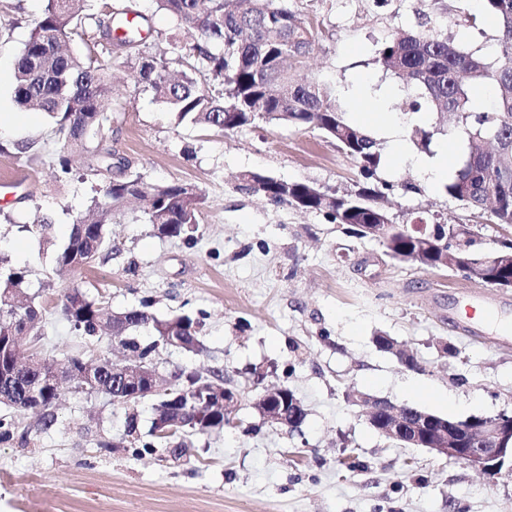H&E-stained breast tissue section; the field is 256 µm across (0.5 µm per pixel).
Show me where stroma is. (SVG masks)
Here are the masks:
<instances>
[{
    "mask_svg": "<svg viewBox=\"0 0 512 512\" xmlns=\"http://www.w3.org/2000/svg\"><path fill=\"white\" fill-rule=\"evenodd\" d=\"M100 25L77 30L70 46L108 68L110 121L103 149L150 183H186L203 198L192 239L158 237L142 208L116 212L111 252L91 266L58 273L22 225L50 218L58 243L95 192L118 171L98 170L92 153L72 156L75 176L58 179L59 145L51 119L13 99L17 58L42 0H0V114L11 117L0 142L36 141L35 152L0 154V183L25 176L27 188L0 190V252L28 269L25 288L41 305L40 337H23L22 354L125 362L111 336L76 335L61 314L63 289L77 286L113 310L152 302L156 315L185 314L199 323L201 353L160 349L161 377L220 368L241 397L233 424L184 440L182 455L150 445L153 402L128 409L107 397L65 388L54 422L8 412L17 431L0 443V512H512V475L487 477L452 459L389 441L362 408L344 400L348 387L399 405L455 419L512 413V341L464 330L477 321L470 294L480 285L458 270H426L385 256L374 240L350 236L322 214L246 191L240 175L256 171L306 181L344 195L363 184L356 161L312 128L259 124L221 133L178 121L138 84L139 55L168 51L177 30L154 0H98ZM449 37L487 49L498 33L478 8L468 24L456 0H442ZM318 34L307 73L332 85L349 118L363 102L360 76L373 89L401 82L376 63L396 29L413 27L429 0H286ZM144 16L136 49L115 50L108 27ZM400 95L386 104L395 132L370 129L382 148L371 181L394 223L415 219L472 225L487 245L512 239V225L423 185L411 165L395 163L392 137L408 139ZM395 338L420 362L411 370L379 350L376 335ZM285 386L307 411L298 431L263 423L254 403ZM137 428L128 433L126 418Z\"/></svg>",
    "mask_w": 512,
    "mask_h": 512,
    "instance_id": "obj_1",
    "label": "stroma"
}]
</instances>
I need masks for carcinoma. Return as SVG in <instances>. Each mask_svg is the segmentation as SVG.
Masks as SVG:
<instances>
[{
	"instance_id": "cac0c4a2",
	"label": "carcinoma",
	"mask_w": 512,
	"mask_h": 512,
	"mask_svg": "<svg viewBox=\"0 0 512 512\" xmlns=\"http://www.w3.org/2000/svg\"><path fill=\"white\" fill-rule=\"evenodd\" d=\"M157 7L176 17L195 34L188 41L168 37L172 53L189 57L196 65L188 70L171 69L166 55L138 58L136 82L150 88L157 100L189 120L219 132L234 131L259 122L309 127L319 130L359 164L367 179L381 164L380 143L359 123L346 118L330 87L295 77L309 54L317 32L303 24L281 4V0H155ZM422 14L416 28L400 29L383 42L376 62L392 72L406 88L407 112L418 116L410 128V139L429 151L435 136L429 125L432 114H446L465 149L453 174L443 185L448 197L473 209H488L499 224H512V0H480L485 17L498 28L493 52L472 51L448 38L441 9ZM97 18L96 0H43L29 38L18 57L14 72L15 102L47 114L55 124L61 145L59 166L70 173V153L88 149L89 137L106 126V110L112 100V82L101 65L64 49L72 31ZM221 81L222 90L212 94L207 80ZM494 88L490 104L476 105L479 92ZM255 182L245 186L277 203L320 213L333 224L348 227L360 238H370L365 224L377 223L385 207L374 189L364 186L355 195L338 197L325 192L313 195L308 182L280 181L254 173ZM158 189L144 211L147 223L160 237L191 238L197 231L202 197L179 183H148L139 174H125L109 182L103 198L92 197L88 212L92 219L72 224L68 243L56 247L54 225L43 220L24 225L23 231L38 238L53 252L56 271H74L92 264L109 248L107 225L112 214L129 202L145 197L143 190ZM384 255L410 262L427 270H442L440 244L448 254L479 264L484 246L465 224H428L415 232L406 224H386L376 238ZM27 270L0 258V405L18 412H33L44 426L53 422L59 392L47 384L49 374L60 367H76L81 358L67 355L56 364L40 362L33 372L46 385L35 399L28 393V373L16 370L14 352L18 337L40 331L41 313L34 298L22 285ZM484 285L496 286L512 280V264L486 270ZM61 310L71 329L95 337L104 329H116L114 341L134 356L155 354L157 337L163 330L175 331L187 343L198 339L196 321L188 315L158 317L144 299L137 307L114 311L112 307L66 289ZM96 385L72 380L82 392L112 397V363L100 359ZM224 383L217 368L208 377L179 371L176 385L164 394L155 413L186 421L211 409L203 404L199 386Z\"/></svg>"
}]
</instances>
